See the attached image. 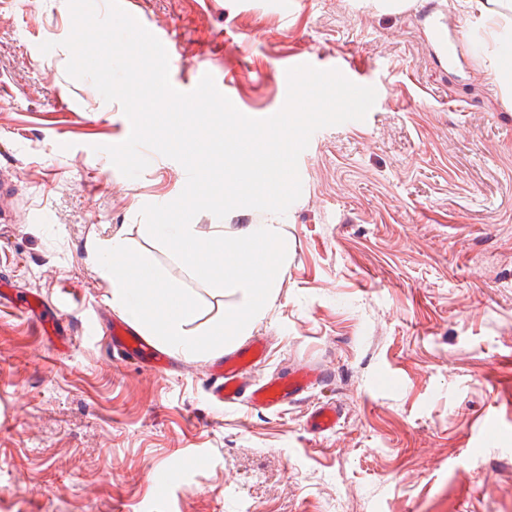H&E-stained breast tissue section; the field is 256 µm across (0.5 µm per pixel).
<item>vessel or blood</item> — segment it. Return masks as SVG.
I'll return each mask as SVG.
<instances>
[{
    "mask_svg": "<svg viewBox=\"0 0 512 512\" xmlns=\"http://www.w3.org/2000/svg\"><path fill=\"white\" fill-rule=\"evenodd\" d=\"M18 310L26 318L40 320L46 335L59 333L63 320L60 309L37 306L27 300L19 304ZM107 335L113 354L122 361H131L156 372L165 371L173 364L171 356L138 335L127 322L112 324ZM265 354L264 344L253 340L210 365L208 395L216 408L244 404L254 409L274 410L302 399L322 384V372L309 367L297 368L283 378L257 382L252 371ZM338 421L335 405L325 404L310 413L308 426L312 432L322 433L334 429Z\"/></svg>",
    "mask_w": 512,
    "mask_h": 512,
    "instance_id": "obj_1",
    "label": "vessel or blood"
}]
</instances>
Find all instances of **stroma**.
Listing matches in <instances>:
<instances>
[{"instance_id": "1", "label": "stroma", "mask_w": 512, "mask_h": 512, "mask_svg": "<svg viewBox=\"0 0 512 512\" xmlns=\"http://www.w3.org/2000/svg\"><path fill=\"white\" fill-rule=\"evenodd\" d=\"M426 2L132 0L171 41L170 78L191 91L206 69L249 117L284 106L279 71L301 57L346 58L377 92L365 120L313 134L285 215L193 219L204 238L219 221L280 226L288 262L253 377H326L276 411L219 412L210 357L153 372L88 332L120 311L87 245L119 229L200 301L196 333L233 303L141 229L184 168L152 151L123 176L102 151L130 134L121 104L66 73L68 0H0V281L72 316L54 346L0 306V512H512V95L474 0L434 16ZM326 401L342 417L312 433Z\"/></svg>"}]
</instances>
